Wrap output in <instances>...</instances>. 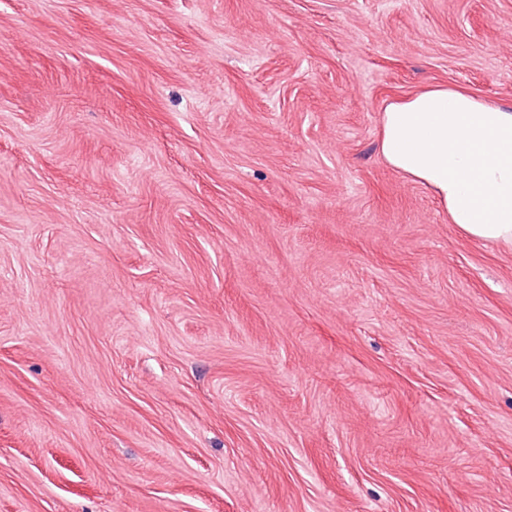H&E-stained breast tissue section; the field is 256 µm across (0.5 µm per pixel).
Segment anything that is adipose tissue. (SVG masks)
Returning a JSON list of instances; mask_svg holds the SVG:
<instances>
[{
  "label": "adipose tissue",
  "instance_id": "obj_1",
  "mask_svg": "<svg viewBox=\"0 0 512 512\" xmlns=\"http://www.w3.org/2000/svg\"><path fill=\"white\" fill-rule=\"evenodd\" d=\"M379 149L463 236L512 247V106L427 87L386 107Z\"/></svg>",
  "mask_w": 512,
  "mask_h": 512
}]
</instances>
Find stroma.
<instances>
[{"label":"stroma","mask_w":512,"mask_h":512,"mask_svg":"<svg viewBox=\"0 0 512 512\" xmlns=\"http://www.w3.org/2000/svg\"><path fill=\"white\" fill-rule=\"evenodd\" d=\"M512 105V0H0V512H512V248L379 152Z\"/></svg>","instance_id":"obj_1"}]
</instances>
